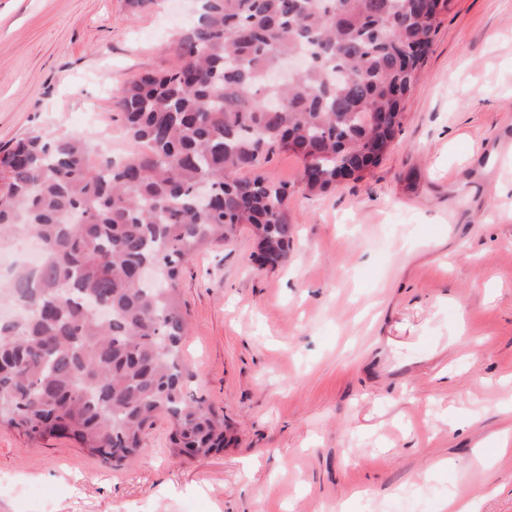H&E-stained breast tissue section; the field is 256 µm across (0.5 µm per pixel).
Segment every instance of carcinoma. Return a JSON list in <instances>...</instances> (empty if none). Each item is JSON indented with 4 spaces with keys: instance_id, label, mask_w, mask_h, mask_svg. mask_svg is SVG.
Segmentation results:
<instances>
[{
    "instance_id": "carcinoma-1",
    "label": "carcinoma",
    "mask_w": 512,
    "mask_h": 512,
    "mask_svg": "<svg viewBox=\"0 0 512 512\" xmlns=\"http://www.w3.org/2000/svg\"><path fill=\"white\" fill-rule=\"evenodd\" d=\"M175 41L178 64L132 81L116 102L131 149L100 165L90 139L33 132L0 156V247L39 239L44 261L14 271L0 301V426L68 437L123 466L167 416L180 454L232 442L186 391L179 284L197 250L247 226L262 264L288 256L290 191L261 174L287 151L323 193L362 180L373 148L401 127L448 0H197ZM307 52L286 83L277 60ZM151 266L157 282L140 285ZM95 301L108 315L91 316Z\"/></svg>"
}]
</instances>
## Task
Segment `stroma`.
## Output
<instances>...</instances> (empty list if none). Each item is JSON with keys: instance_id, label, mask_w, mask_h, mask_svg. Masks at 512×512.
<instances>
[{"instance_id": "35a3bbf8", "label": "stroma", "mask_w": 512, "mask_h": 512, "mask_svg": "<svg viewBox=\"0 0 512 512\" xmlns=\"http://www.w3.org/2000/svg\"><path fill=\"white\" fill-rule=\"evenodd\" d=\"M191 0H0V147L34 131L117 152L128 83L176 65ZM512 0H448L401 130L364 180L291 185L294 244L259 267L242 230L180 283L190 393L234 442L189 458L166 418L115 467L68 439L0 428V512H437L457 489L512 512Z\"/></svg>"}]
</instances>
